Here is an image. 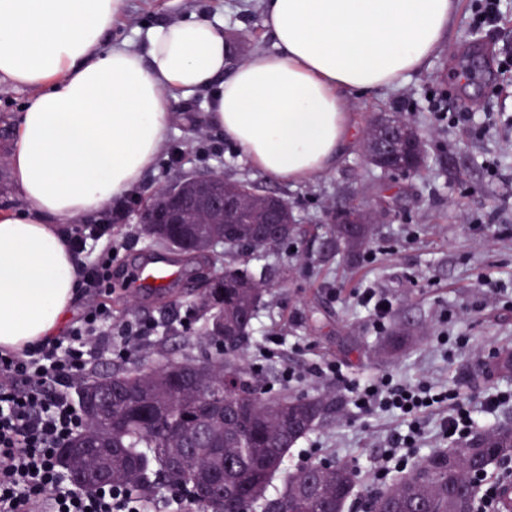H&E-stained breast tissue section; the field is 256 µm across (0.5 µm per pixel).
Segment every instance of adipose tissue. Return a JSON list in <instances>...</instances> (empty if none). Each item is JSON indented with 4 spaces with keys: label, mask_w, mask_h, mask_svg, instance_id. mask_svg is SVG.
I'll return each instance as SVG.
<instances>
[{
    "label": "adipose tissue",
    "mask_w": 512,
    "mask_h": 512,
    "mask_svg": "<svg viewBox=\"0 0 512 512\" xmlns=\"http://www.w3.org/2000/svg\"><path fill=\"white\" fill-rule=\"evenodd\" d=\"M123 0H0V84L29 89L10 167L19 205L0 211V349L56 334L75 297L67 223L134 190L163 150L173 96L222 78L208 120L257 170L292 184L356 137L347 93L423 70L457 0H264L277 52L226 72L223 29H152L148 50L110 44Z\"/></svg>",
    "instance_id": "ef3b65f1"
}]
</instances>
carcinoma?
<instances>
[{
	"mask_svg": "<svg viewBox=\"0 0 512 512\" xmlns=\"http://www.w3.org/2000/svg\"><path fill=\"white\" fill-rule=\"evenodd\" d=\"M398 127L392 158L379 152L386 123ZM365 154L384 172L422 169L428 157L425 136L397 114L367 119ZM206 187L234 202L220 213L199 199L198 176L179 178L147 202L164 208L179 186L187 196L181 224H143L153 246L176 254L195 268L214 265L213 245L224 243V275L213 277L195 305L205 316L204 344L221 347L210 357L127 368L89 375L78 387L86 416L84 432L73 442L90 451L63 461L72 476L110 481L142 499L168 487L199 512H337L352 498L355 472L346 464L289 471L285 461L298 442L332 411L334 402L318 394L266 397L240 349L269 284L248 264L267 248L261 233L278 210L277 246L300 234L289 204L246 180L214 173ZM374 213L352 207L332 209L316 229L348 257L366 249L374 236ZM184 237L195 241L186 251ZM512 460V424L484 429L470 442L422 457L409 471L395 474L370 498V512H471L478 496L474 474L495 461Z\"/></svg>",
	"mask_w": 512,
	"mask_h": 512,
	"instance_id": "carcinoma-1",
	"label": "carcinoma"
}]
</instances>
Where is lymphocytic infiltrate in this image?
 <instances>
[{
    "instance_id": "f902f5d3",
    "label": "lymphocytic infiltrate",
    "mask_w": 512,
    "mask_h": 512,
    "mask_svg": "<svg viewBox=\"0 0 512 512\" xmlns=\"http://www.w3.org/2000/svg\"><path fill=\"white\" fill-rule=\"evenodd\" d=\"M125 207L118 202L102 223L79 224L68 234L75 255L92 256L78 266L77 286L83 294L110 285L118 254L110 244L113 224ZM160 328V322L139 318L113 325L111 307L92 302L57 336L18 352L0 351V512H144L141 500L122 487L105 484L88 491L75 484L58 453L86 426L71 393L78 379L102 356L128 357L133 341H147ZM349 393L361 412L379 409L406 423L405 430L386 439L374 471L380 480L390 468L407 470L408 453L424 435L426 413L446 409L442 435L455 445L512 400L511 394L494 391L473 401L454 389L436 392L424 381L408 387L389 375Z\"/></svg>"
}]
</instances>
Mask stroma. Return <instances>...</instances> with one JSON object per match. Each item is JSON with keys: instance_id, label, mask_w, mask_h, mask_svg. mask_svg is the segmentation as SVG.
<instances>
[{"instance_id": "35a3bbf8", "label": "stroma", "mask_w": 512, "mask_h": 512, "mask_svg": "<svg viewBox=\"0 0 512 512\" xmlns=\"http://www.w3.org/2000/svg\"><path fill=\"white\" fill-rule=\"evenodd\" d=\"M477 0H459L448 39L423 71L400 86L348 99L358 123L380 113H400L422 130L429 146L427 167L417 175H385L370 166L362 142H355L336 166L314 180L294 185L255 171L223 132L206 121L212 89L177 95L172 103L167 145L140 186L130 193L125 218L112 235L118 249L112 287L93 300L107 304L115 321L135 315L163 326L140 345L133 361L177 362L196 355L185 344L183 317L195 310L197 274L181 268L169 288H132L128 272L150 251L136 219L155 191L178 174L215 171L258 183L287 199L297 223H324L328 205H373L371 247L354 258L336 254L326 235L298 237L292 248L263 252L256 267L267 268L271 286L250 329L247 356L267 395L326 394L338 404L324 423L299 444L313 461L342 462L359 470V512L376 482L372 468L386 438L402 421L376 411L360 413L346 383L366 385L383 372L413 384L512 392V377L488 371L491 356L512 350V0L493 26L475 22ZM205 19L223 26L233 64L253 52H275L263 25L262 0H124L112 31L116 42L145 47L148 29L174 20ZM26 89L0 85V209L16 208L10 166L5 159L27 100ZM499 281L496 294L477 290L480 277ZM371 287L392 303L385 332H378L357 296ZM91 298L76 296L69 311L77 319ZM404 331L409 342L389 358L372 348L386 333ZM277 336L281 346L264 358L259 346ZM469 337L456 352L451 340ZM340 365L343 381L316 374V367ZM276 376H268V367ZM293 379H286V372Z\"/></svg>"}]
</instances>
